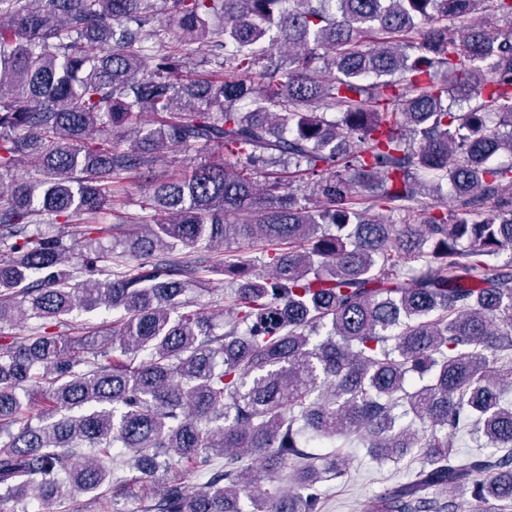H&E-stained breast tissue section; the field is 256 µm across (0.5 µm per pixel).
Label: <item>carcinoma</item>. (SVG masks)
<instances>
[{
    "label": "carcinoma",
    "mask_w": 512,
    "mask_h": 512,
    "mask_svg": "<svg viewBox=\"0 0 512 512\" xmlns=\"http://www.w3.org/2000/svg\"><path fill=\"white\" fill-rule=\"evenodd\" d=\"M476 11L512 23V0H0V512L128 470L142 512H324L344 461L317 449L358 446L421 456L365 512H455L426 490L467 485L512 512V28L460 30ZM445 181L451 210L424 201ZM185 462L195 484H155Z\"/></svg>",
    "instance_id": "1"
}]
</instances>
